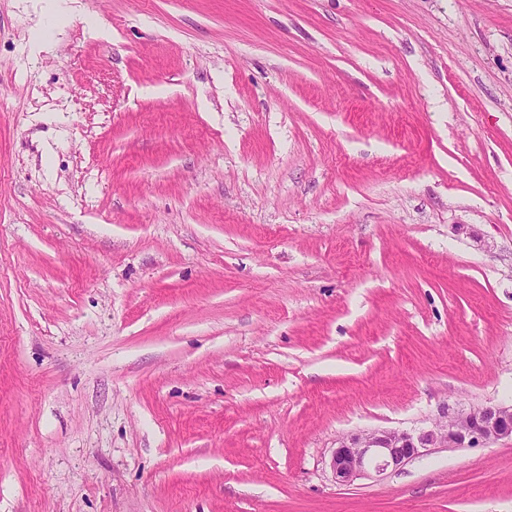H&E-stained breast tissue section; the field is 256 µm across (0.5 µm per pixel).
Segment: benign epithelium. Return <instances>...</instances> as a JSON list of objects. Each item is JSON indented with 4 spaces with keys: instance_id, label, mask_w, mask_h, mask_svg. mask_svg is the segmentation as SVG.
<instances>
[{
    "instance_id": "obj_1",
    "label": "benign epithelium",
    "mask_w": 512,
    "mask_h": 512,
    "mask_svg": "<svg viewBox=\"0 0 512 512\" xmlns=\"http://www.w3.org/2000/svg\"><path fill=\"white\" fill-rule=\"evenodd\" d=\"M512 438V405L461 409L419 431L374 429L336 440L329 468L336 483L350 485L399 470L433 448H476Z\"/></svg>"
}]
</instances>
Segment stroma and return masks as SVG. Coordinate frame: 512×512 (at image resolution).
Masks as SVG:
<instances>
[{"label":"stroma","instance_id":"stroma-1","mask_svg":"<svg viewBox=\"0 0 512 512\" xmlns=\"http://www.w3.org/2000/svg\"><path fill=\"white\" fill-rule=\"evenodd\" d=\"M0 0V512H512V0ZM49 41L33 54L35 32ZM512 438V405L461 409L419 431L374 429L340 437L329 468L337 484L399 470L432 448H476Z\"/></svg>","mask_w":512,"mask_h":512}]
</instances>
